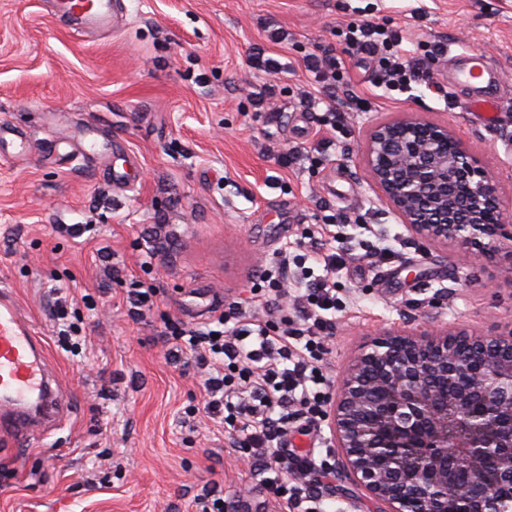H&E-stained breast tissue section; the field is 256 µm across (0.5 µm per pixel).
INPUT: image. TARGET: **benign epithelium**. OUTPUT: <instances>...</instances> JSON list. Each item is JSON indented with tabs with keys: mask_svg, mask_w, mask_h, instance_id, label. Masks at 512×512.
Listing matches in <instances>:
<instances>
[{
	"mask_svg": "<svg viewBox=\"0 0 512 512\" xmlns=\"http://www.w3.org/2000/svg\"><path fill=\"white\" fill-rule=\"evenodd\" d=\"M364 163L417 237L457 244L481 263L512 259V225L493 178L446 124L417 115L374 126ZM338 469L382 512H500L512 491V327L385 332L364 345L328 412Z\"/></svg>",
	"mask_w": 512,
	"mask_h": 512,
	"instance_id": "benign-epithelium-1",
	"label": "benign epithelium"
}]
</instances>
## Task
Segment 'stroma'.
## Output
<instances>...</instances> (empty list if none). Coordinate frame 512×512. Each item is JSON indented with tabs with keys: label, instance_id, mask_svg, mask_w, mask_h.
I'll return each mask as SVG.
<instances>
[{
	"label": "stroma",
	"instance_id": "35a3bbf8",
	"mask_svg": "<svg viewBox=\"0 0 512 512\" xmlns=\"http://www.w3.org/2000/svg\"><path fill=\"white\" fill-rule=\"evenodd\" d=\"M118 28L73 34L49 0H0V121L30 153L0 146V289L31 317L61 384L57 423L0 439V512H202L212 499L241 512H287L264 489L235 429L203 410L192 358L174 353L165 323L207 322V295L266 318L264 270L326 238L346 254L330 279L339 305L323 372L338 384L359 349L386 331L512 325V260L479 265L466 249L415 238L362 163L370 128L413 113L448 124L494 177L512 221V0H124ZM369 16L421 54L443 41L481 51L501 112L486 125L461 109L436 59L440 87L387 92L374 63L347 51ZM288 32L271 45L265 28ZM287 63L266 77L261 48ZM333 51L361 97H337L344 127L318 134L320 111L296 103L319 87L306 54ZM276 87V122L248 83ZM94 127L107 154L85 158L70 131ZM300 161L280 167V150ZM138 162L132 187L113 164ZM155 289L136 309L129 284ZM65 318H58V311ZM338 512L381 505L339 474L312 483Z\"/></svg>",
	"mask_w": 512,
	"mask_h": 512
}]
</instances>
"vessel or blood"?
<instances>
[{"label": "vessel or blood", "mask_w": 512, "mask_h": 512, "mask_svg": "<svg viewBox=\"0 0 512 512\" xmlns=\"http://www.w3.org/2000/svg\"><path fill=\"white\" fill-rule=\"evenodd\" d=\"M56 13L78 29H106L117 23L115 0H51ZM452 82L465 88L469 110L494 114L500 106L487 92L483 53L465 48ZM61 388L49 367L48 354L12 289L0 290V433L18 436L33 421L53 422Z\"/></svg>", "instance_id": "b4317fda"}]
</instances>
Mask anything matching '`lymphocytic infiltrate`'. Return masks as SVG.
Returning a JSON list of instances; mask_svg holds the SVG:
<instances>
[{"label": "lymphocytic infiltrate", "instance_id": "f902f5d3", "mask_svg": "<svg viewBox=\"0 0 512 512\" xmlns=\"http://www.w3.org/2000/svg\"><path fill=\"white\" fill-rule=\"evenodd\" d=\"M401 43L399 35L367 18L348 31L350 49L375 63L379 82L386 89L404 93L415 84H432L425 63L428 57L447 55V44L430 43L425 55L415 56L401 50ZM336 66V58L330 54L304 59L322 97L315 100L307 95L301 104L311 109L323 103L322 124L326 127L336 124L337 93L350 100L356 97L337 76ZM275 267L280 274L312 281L308 292L294 299L302 312L299 320L284 315L275 320H249L223 313L194 329L170 323L166 341L205 369L206 412L238 424L241 444L250 449L254 464L272 473L265 488L275 500L285 501L288 512H326L321 497L312 495L307 487L288 483L292 475L322 477L328 473L326 466L315 464L313 453L289 447L288 421L300 416L311 427L324 414L325 377L319 362L336 295L326 274L315 279L304 267L289 271L284 258Z\"/></svg>", "mask_w": 512, "mask_h": 512}]
</instances>
